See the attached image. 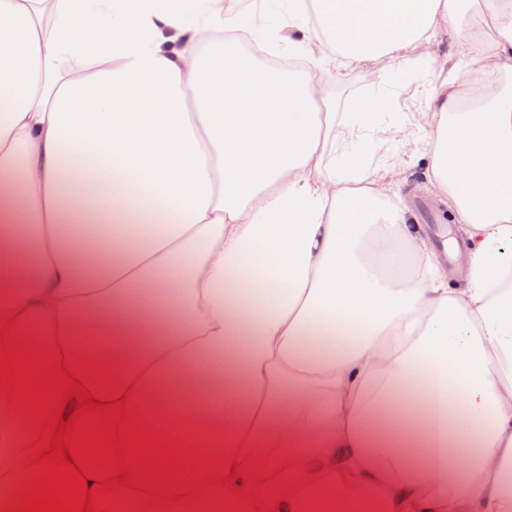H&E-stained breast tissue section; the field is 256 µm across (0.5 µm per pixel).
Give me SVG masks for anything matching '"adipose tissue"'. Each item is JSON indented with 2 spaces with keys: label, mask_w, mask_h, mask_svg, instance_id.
Returning <instances> with one entry per match:
<instances>
[{
  "label": "adipose tissue",
  "mask_w": 512,
  "mask_h": 512,
  "mask_svg": "<svg viewBox=\"0 0 512 512\" xmlns=\"http://www.w3.org/2000/svg\"><path fill=\"white\" fill-rule=\"evenodd\" d=\"M462 14L0 0V321L108 362L187 443L310 476L279 512H512V0H483L476 32ZM237 30L307 70L262 66ZM441 30L463 80L397 111L379 61ZM348 67L377 92L336 114ZM421 152L457 225L439 243L391 190ZM29 442L0 400V512Z\"/></svg>",
  "instance_id": "1"
}]
</instances>
